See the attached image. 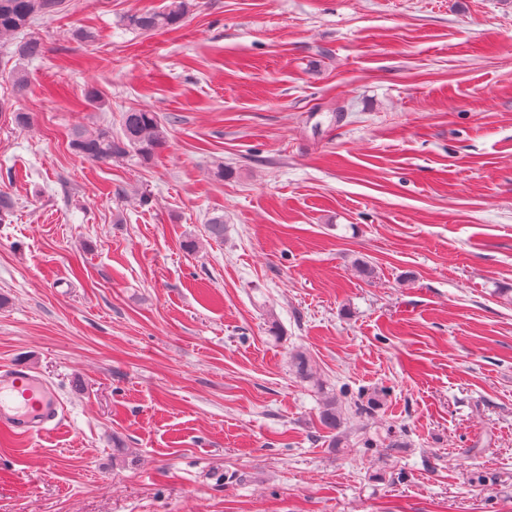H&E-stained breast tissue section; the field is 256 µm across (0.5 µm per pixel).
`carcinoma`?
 Wrapping results in <instances>:
<instances>
[{"instance_id":"obj_1","label":"carcinoma","mask_w":512,"mask_h":512,"mask_svg":"<svg viewBox=\"0 0 512 512\" xmlns=\"http://www.w3.org/2000/svg\"><path fill=\"white\" fill-rule=\"evenodd\" d=\"M63 0H0V47L14 46L12 56L19 60L38 57L43 45L37 38L19 40L39 19L58 12ZM197 0H167L161 9H143L123 17V25L139 34H153L180 24L197 7ZM169 132L158 113L131 108L122 113L120 132L112 133V127L98 125L90 130H72L69 146L80 158L94 163H110L116 160L138 159L147 161L159 150L168 146ZM296 374L308 381L314 380L307 357L299 352L292 356ZM318 421L329 434L328 447H349L344 430V408L340 396H325Z\"/></svg>"}]
</instances>
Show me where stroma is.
I'll use <instances>...</instances> for the list:
<instances>
[{"label": "stroma", "mask_w": 512, "mask_h": 512, "mask_svg": "<svg viewBox=\"0 0 512 512\" xmlns=\"http://www.w3.org/2000/svg\"><path fill=\"white\" fill-rule=\"evenodd\" d=\"M163 4L65 0L27 88L0 76L30 115L0 114V365L65 411L0 433V512H512V0L123 26ZM136 107L169 130L151 161L73 154L72 128ZM343 386L375 410L331 448ZM389 429L405 447L356 444ZM345 399V394L340 395ZM339 395L335 393L327 394L320 407L318 421L322 429L329 435L328 447L347 448L350 447L347 439V432L344 427V405Z\"/></svg>", "instance_id": "stroma-1"}]
</instances>
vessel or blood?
I'll return each mask as SVG.
<instances>
[{"mask_svg":"<svg viewBox=\"0 0 512 512\" xmlns=\"http://www.w3.org/2000/svg\"><path fill=\"white\" fill-rule=\"evenodd\" d=\"M61 400L41 376L18 365L0 367V430L22 436L60 425Z\"/></svg>","mask_w":512,"mask_h":512,"instance_id":"b4317fda","label":"vessel or blood"}]
</instances>
